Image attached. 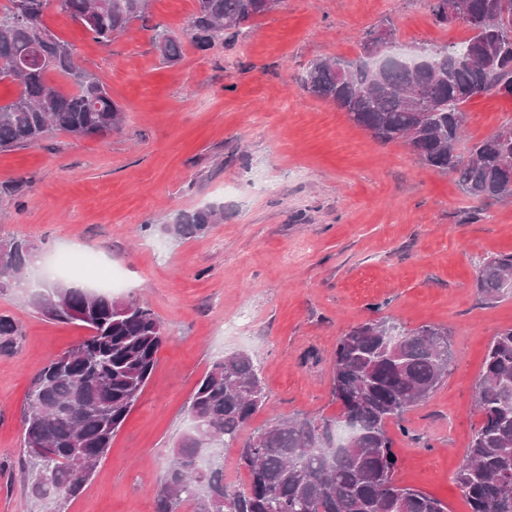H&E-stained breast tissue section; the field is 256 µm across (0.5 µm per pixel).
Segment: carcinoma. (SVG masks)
Segmentation results:
<instances>
[{"mask_svg": "<svg viewBox=\"0 0 512 512\" xmlns=\"http://www.w3.org/2000/svg\"><path fill=\"white\" fill-rule=\"evenodd\" d=\"M69 15L97 42L112 44L130 22L148 15V0H5L0 5V83L19 86L0 103V151L38 143L54 131L78 139L122 126L123 108L93 72L77 66L71 45L43 23L47 9ZM471 36L428 49L423 65L368 67L363 57L317 58L303 83L344 109L382 142L402 141L424 167L456 175L462 193L479 200L512 199V124L460 150L465 105L488 94L512 93V0H463ZM270 9L265 0H197L190 24L201 46L241 31ZM163 60L181 58L180 41L156 29ZM471 59L456 60L457 50ZM70 83L66 91L50 75ZM224 211L206 206L178 212L163 226L173 239L206 231ZM22 238L0 239V288L29 265ZM512 252L486 259L477 288L484 300L506 294ZM45 315L89 330L74 348L51 359L34 377L22 416L24 448H51L27 457L29 495L76 497L111 448L151 379L163 344L154 312L134 300L59 282L33 297ZM17 326L0 316V347ZM448 330H407L387 320L348 330L332 357L333 396L341 412L316 420L303 414L268 426L239 449L247 485L224 483V449L239 441L252 416L268 403L261 366L247 352L211 362L190 406L191 428L177 441L155 512H447L437 498L395 481L398 455L386 425L429 397L448 372ZM481 422L456 481L471 512H512V327L491 339L476 384Z\"/></svg>", "mask_w": 512, "mask_h": 512, "instance_id": "obj_1", "label": "carcinoma"}]
</instances>
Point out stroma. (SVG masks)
<instances>
[{"instance_id": "obj_1", "label": "stroma", "mask_w": 512, "mask_h": 512, "mask_svg": "<svg viewBox=\"0 0 512 512\" xmlns=\"http://www.w3.org/2000/svg\"><path fill=\"white\" fill-rule=\"evenodd\" d=\"M196 0H151L112 45L48 9L45 25L75 48L124 110L120 132L77 140L55 132L0 152V238L30 242L37 275L81 285L62 268L82 246L126 278L131 297L160 319L154 374L80 494L62 512H155L173 447L191 425L190 398L217 357L261 363L269 403L250 437L303 413L335 417L337 340L367 321L451 333L442 385L390 423L396 480L470 512L454 476L480 422L475 387L492 337L512 326V295L486 302L484 258L512 251V201L464 196L454 175L422 167L400 142L383 144L300 82L316 58H355L368 30L400 45L444 46L466 35L433 20L427 0H281L236 40H192ZM183 46L163 62L156 28ZM469 140L512 122V98L467 107ZM224 209L203 234L173 240L179 210ZM0 315L18 334L0 349V512H46L26 493L22 414L33 378L87 335L49 318L19 288H0Z\"/></svg>"}]
</instances>
